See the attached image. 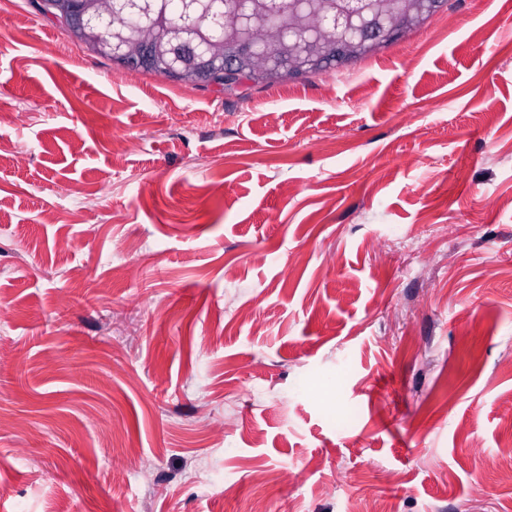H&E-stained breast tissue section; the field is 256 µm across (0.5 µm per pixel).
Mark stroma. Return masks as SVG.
<instances>
[{
  "instance_id": "stroma-1",
  "label": "stroma",
  "mask_w": 512,
  "mask_h": 512,
  "mask_svg": "<svg viewBox=\"0 0 512 512\" xmlns=\"http://www.w3.org/2000/svg\"><path fill=\"white\" fill-rule=\"evenodd\" d=\"M40 4L0 0V512H512V0L241 95Z\"/></svg>"
}]
</instances>
